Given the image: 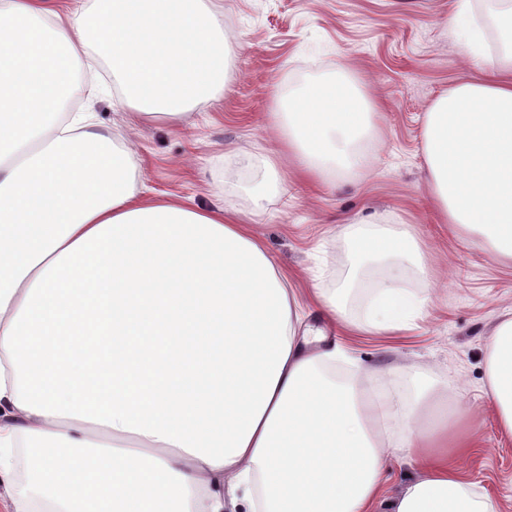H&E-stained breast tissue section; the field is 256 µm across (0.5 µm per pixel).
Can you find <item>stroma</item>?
I'll return each mask as SVG.
<instances>
[{
	"label": "stroma",
	"instance_id": "stroma-1",
	"mask_svg": "<svg viewBox=\"0 0 512 512\" xmlns=\"http://www.w3.org/2000/svg\"><path fill=\"white\" fill-rule=\"evenodd\" d=\"M453 0H220L229 36V67L220 100H200L177 122L130 124L120 91L79 96L76 110L94 113L112 143L133 146L136 175L147 194L175 193L206 210L218 205L256 210L254 229L277 269L289 275L307 321L361 357L360 385L383 384L397 369L422 367L453 386H440L420 410L451 432L476 429L482 443L458 466L512 512V437L503 435L485 392L491 335L512 313V263L496 262L475 229L441 224L427 182L423 125L444 90L476 78L477 69L444 24ZM346 72L383 104L378 130L362 145L356 177L318 189L291 179L281 197L256 204L237 188L238 173L257 170L260 153L279 152L281 132L270 118L279 83ZM394 213L409 224L430 271L422 287L416 268L391 262L369 278L423 292L427 309L406 332L340 335L312 305L313 288H333L348 265L341 234L354 220Z\"/></svg>",
	"mask_w": 512,
	"mask_h": 512
}]
</instances>
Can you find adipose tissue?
<instances>
[{"label":"adipose tissue","mask_w":512,"mask_h":512,"mask_svg":"<svg viewBox=\"0 0 512 512\" xmlns=\"http://www.w3.org/2000/svg\"><path fill=\"white\" fill-rule=\"evenodd\" d=\"M475 0L445 24L478 80L425 114L429 188L442 223L476 225L512 262V0ZM101 56L137 119L220 99L227 57L212 0H0V507L5 512H498L418 413L436 383L403 371L360 397V359L302 322L295 294L238 210L202 211L137 187L136 162L65 116L78 66ZM381 110L333 80L278 85L282 148L314 185L354 174ZM373 214L342 233L343 282L319 311L353 332L415 327L423 296L369 267L416 259L410 230ZM488 395L512 437V317L496 327ZM417 475L383 489L390 458Z\"/></svg>","instance_id":"1"}]
</instances>
